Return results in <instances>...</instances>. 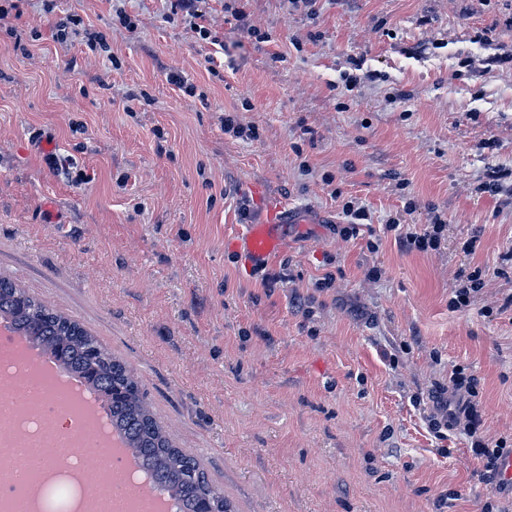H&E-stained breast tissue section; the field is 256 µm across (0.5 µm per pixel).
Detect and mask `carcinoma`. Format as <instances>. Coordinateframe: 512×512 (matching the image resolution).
<instances>
[{
  "label": "carcinoma",
  "instance_id": "obj_1",
  "mask_svg": "<svg viewBox=\"0 0 512 512\" xmlns=\"http://www.w3.org/2000/svg\"><path fill=\"white\" fill-rule=\"evenodd\" d=\"M0 319L30 337L38 349L56 355L61 365L84 378L108 402L112 425L127 437L149 480L175 496L180 512H201L206 502L214 512H230L224 493L210 482L200 463L174 446L153 418L131 372L86 330L2 279Z\"/></svg>",
  "mask_w": 512,
  "mask_h": 512
}]
</instances>
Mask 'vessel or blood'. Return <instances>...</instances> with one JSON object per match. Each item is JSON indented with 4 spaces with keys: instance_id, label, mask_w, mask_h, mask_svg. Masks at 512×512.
I'll return each mask as SVG.
<instances>
[{
    "instance_id": "obj_1",
    "label": "vessel or blood",
    "mask_w": 512,
    "mask_h": 512,
    "mask_svg": "<svg viewBox=\"0 0 512 512\" xmlns=\"http://www.w3.org/2000/svg\"><path fill=\"white\" fill-rule=\"evenodd\" d=\"M290 217L284 207L275 205L258 221L247 224L245 232L233 246L245 265L261 267L279 252L283 245L281 228Z\"/></svg>"
}]
</instances>
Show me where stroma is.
I'll return each mask as SVG.
<instances>
[{
    "label": "stroma",
    "instance_id": "1",
    "mask_svg": "<svg viewBox=\"0 0 512 512\" xmlns=\"http://www.w3.org/2000/svg\"><path fill=\"white\" fill-rule=\"evenodd\" d=\"M113 3L56 13L103 33L114 72L55 43L40 0L0 28V278L126 363L231 512H480L495 486L462 432L430 431L427 396L466 368L484 431L512 439V66L484 64L512 45V0H320L312 17L240 0L264 42L222 0L206 3L209 42L167 20L166 0H124L142 22L129 38ZM357 53L376 78L349 92ZM232 109L256 139L225 136ZM52 148L74 172L51 167ZM492 168L507 175L494 196L479 189ZM254 183L293 215L262 271L226 245L264 209ZM335 189L369 208L377 250L336 234ZM435 213L440 251L381 231ZM477 268L482 290L451 309Z\"/></svg>",
    "mask_w": 512,
    "mask_h": 512
}]
</instances>
